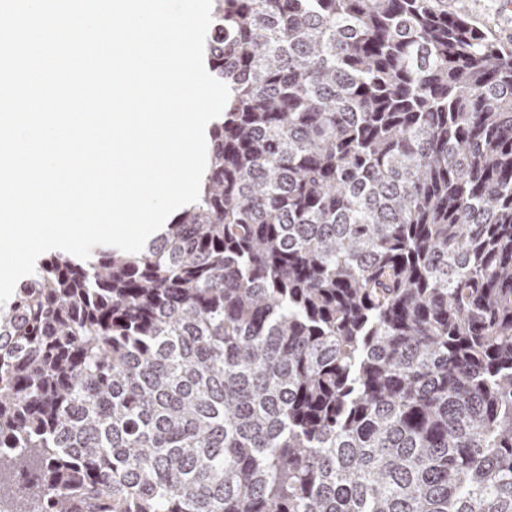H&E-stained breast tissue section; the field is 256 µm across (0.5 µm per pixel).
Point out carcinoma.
<instances>
[{"label": "carcinoma", "mask_w": 512, "mask_h": 512, "mask_svg": "<svg viewBox=\"0 0 512 512\" xmlns=\"http://www.w3.org/2000/svg\"><path fill=\"white\" fill-rule=\"evenodd\" d=\"M198 202L0 307V512H512V46L448 0H213Z\"/></svg>", "instance_id": "cac0c4a2"}]
</instances>
